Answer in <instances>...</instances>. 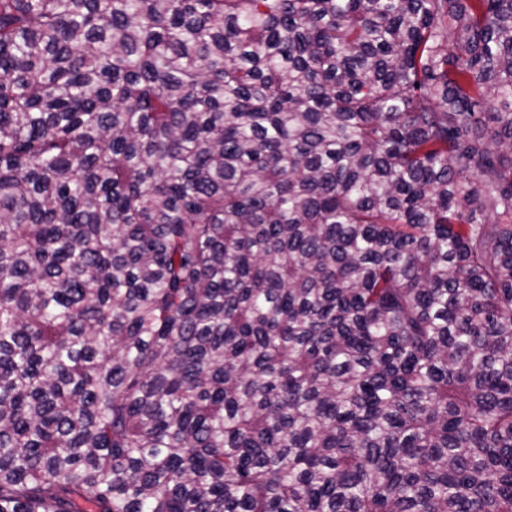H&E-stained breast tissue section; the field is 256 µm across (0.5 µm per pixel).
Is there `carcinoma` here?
I'll use <instances>...</instances> for the list:
<instances>
[{"instance_id": "1", "label": "carcinoma", "mask_w": 512, "mask_h": 512, "mask_svg": "<svg viewBox=\"0 0 512 512\" xmlns=\"http://www.w3.org/2000/svg\"><path fill=\"white\" fill-rule=\"evenodd\" d=\"M0 512H512V0H0Z\"/></svg>"}]
</instances>
